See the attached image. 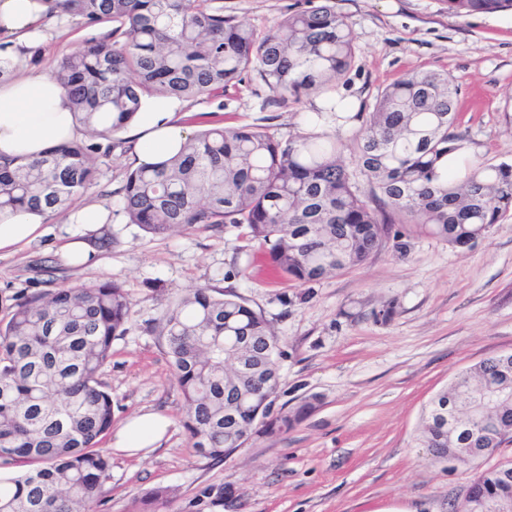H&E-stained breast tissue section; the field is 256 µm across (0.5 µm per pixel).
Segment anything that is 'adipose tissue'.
Here are the masks:
<instances>
[{
  "instance_id": "1",
  "label": "adipose tissue",
  "mask_w": 512,
  "mask_h": 512,
  "mask_svg": "<svg viewBox=\"0 0 512 512\" xmlns=\"http://www.w3.org/2000/svg\"><path fill=\"white\" fill-rule=\"evenodd\" d=\"M46 9L43 0H0V35L9 41L1 60H13L14 47L40 39L38 23ZM182 109L177 99L153 98L137 113L128 132L137 165H153L179 151L191 134L178 118ZM81 134L68 97L53 78L31 73L0 79V160L34 159ZM46 219V213L28 209L0 214V253L35 241ZM168 426L158 414L134 417L118 428L115 446L138 453L161 439Z\"/></svg>"
}]
</instances>
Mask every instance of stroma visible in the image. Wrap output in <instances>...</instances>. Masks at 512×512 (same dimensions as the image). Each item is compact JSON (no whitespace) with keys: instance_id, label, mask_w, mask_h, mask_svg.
Instances as JSON below:
<instances>
[{"instance_id":"obj_1","label":"stroma","mask_w":512,"mask_h":512,"mask_svg":"<svg viewBox=\"0 0 512 512\" xmlns=\"http://www.w3.org/2000/svg\"><path fill=\"white\" fill-rule=\"evenodd\" d=\"M356 45L335 93L372 111L389 84L445 71L457 88L455 130L489 164L512 159V13L464 18L444 0H335ZM307 0H224L225 13L260 30ZM110 23L46 20L41 42L15 71L52 73ZM325 96L272 93L256 74L223 95L187 100L193 130L252 125L278 138L323 111V130L349 136L357 122L324 110ZM99 156L96 176L72 207H102L97 264L69 265L60 250L74 231L49 217L39 240L0 256V321L15 295L100 280L134 300L129 330L114 341L101 380L114 423L143 413L168 417L161 444L142 456L100 446L110 457L108 491L87 512H453L478 470L512 461L504 442L477 467L432 462L418 442L424 406L489 357L512 351V216L474 246L456 249L412 224H395L362 265L307 285L273 276L258 242L231 226H197L164 236L128 223L121 209L132 169L126 133ZM207 285L261 311L279 339L274 414L300 412L288 431L251 433L220 459L194 453L185 402L167 356L148 327L170 302ZM312 409H305V402Z\"/></svg>"}]
</instances>
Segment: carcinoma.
<instances>
[{
	"mask_svg": "<svg viewBox=\"0 0 512 512\" xmlns=\"http://www.w3.org/2000/svg\"><path fill=\"white\" fill-rule=\"evenodd\" d=\"M448 14L512 11V0H444ZM49 16L112 23V39L64 57L53 77L69 98L85 139L40 158L0 161V213L24 207L67 211L95 178V155L150 97L213 96L257 72L270 91L326 93L351 67L355 39L333 0L288 12L265 32L224 14V0H47ZM456 88L446 72H418L389 84L362 116L352 141L356 168L341 159L335 134L307 128L276 138L254 126L213 125L179 152L130 171L122 209L153 235L191 228L243 227L270 265L300 285L362 264L393 224H416L453 248H469L512 214V161L488 164L454 131ZM365 181L368 191L360 182ZM133 300L100 281L21 294L0 327V512H85L107 492L112 396L100 375L112 344L126 335ZM151 332L170 359L186 403L184 427L198 454L221 458L254 430L289 428L304 411L268 420L279 385V341L262 313L199 287L167 304ZM253 361L240 373L237 356ZM494 388L512 394L501 356L463 372L428 403L420 433L431 459L459 448L512 440V400L496 422L463 416L450 434L435 412L457 396ZM469 489L485 500L512 497V481L485 469Z\"/></svg>",
	"mask_w": 512,
	"mask_h": 512,
	"instance_id": "1",
	"label": "carcinoma"
}]
</instances>
